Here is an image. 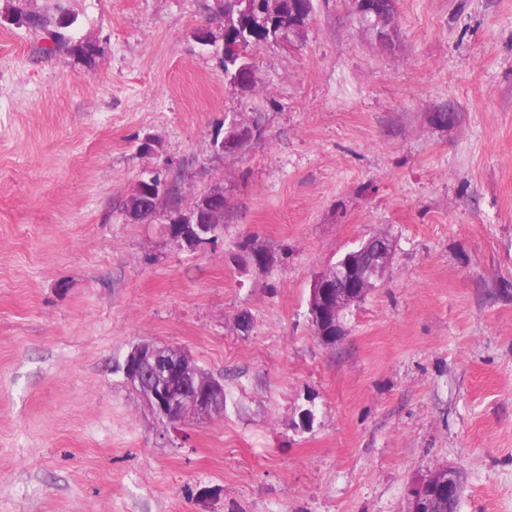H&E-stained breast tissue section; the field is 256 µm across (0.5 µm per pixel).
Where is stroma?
<instances>
[{"mask_svg": "<svg viewBox=\"0 0 512 512\" xmlns=\"http://www.w3.org/2000/svg\"><path fill=\"white\" fill-rule=\"evenodd\" d=\"M202 28L204 0H0V512H407L443 464L459 512H512V0H312L248 91ZM160 169L185 212L223 188V240L129 221ZM374 234L392 263L324 345L311 279ZM142 340L224 416L166 430L124 379Z\"/></svg>", "mask_w": 512, "mask_h": 512, "instance_id": "35a3bbf8", "label": "stroma"}]
</instances>
